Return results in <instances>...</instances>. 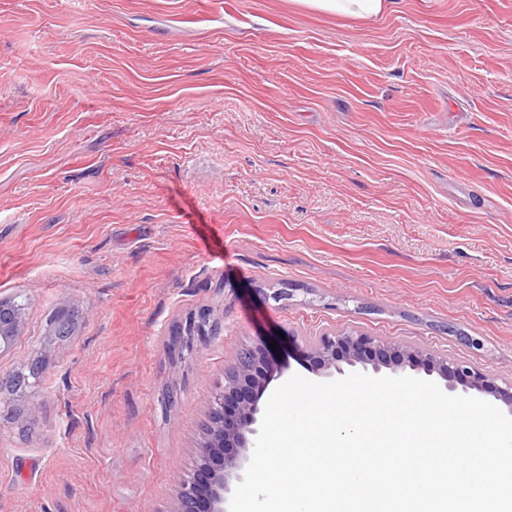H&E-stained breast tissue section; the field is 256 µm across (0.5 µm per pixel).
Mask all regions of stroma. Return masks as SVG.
<instances>
[{"instance_id":"35a3bbf8","label":"stroma","mask_w":512,"mask_h":512,"mask_svg":"<svg viewBox=\"0 0 512 512\" xmlns=\"http://www.w3.org/2000/svg\"><path fill=\"white\" fill-rule=\"evenodd\" d=\"M17 293L0 374L43 369L0 392V512H174L247 347L274 389L323 382L303 350L335 331L512 380V0H0ZM203 305L219 334L171 352ZM392 0H297L307 8L361 19L373 18L384 13ZM3 305L0 311V357L10 353L16 338L24 327L23 310L14 309L5 313Z\"/></svg>"}]
</instances>
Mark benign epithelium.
Segmentation results:
<instances>
[{
    "instance_id": "obj_1",
    "label": "benign epithelium",
    "mask_w": 512,
    "mask_h": 512,
    "mask_svg": "<svg viewBox=\"0 0 512 512\" xmlns=\"http://www.w3.org/2000/svg\"><path fill=\"white\" fill-rule=\"evenodd\" d=\"M212 312L199 308L170 336L171 347L192 352L213 335ZM24 327L20 309L0 311V357L10 353ZM305 354L325 375L345 373L344 366H361L379 374L397 375L424 369L444 381L446 391L470 396L488 394L512 414V381L497 383L490 374L405 343L364 334H325ZM270 383L262 349L246 350L224 372V385L209 404V427L203 432L198 463L190 481L177 485L175 512H228L226 494L240 482L259 433V401Z\"/></svg>"
}]
</instances>
